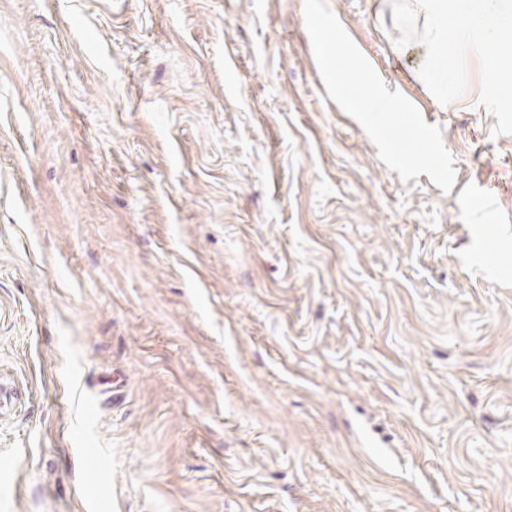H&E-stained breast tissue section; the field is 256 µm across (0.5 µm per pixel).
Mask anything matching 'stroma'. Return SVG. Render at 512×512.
Returning a JSON list of instances; mask_svg holds the SVG:
<instances>
[{"label":"stroma","mask_w":512,"mask_h":512,"mask_svg":"<svg viewBox=\"0 0 512 512\" xmlns=\"http://www.w3.org/2000/svg\"><path fill=\"white\" fill-rule=\"evenodd\" d=\"M327 4L450 192L304 0H0V512H512V134Z\"/></svg>","instance_id":"obj_1"}]
</instances>
